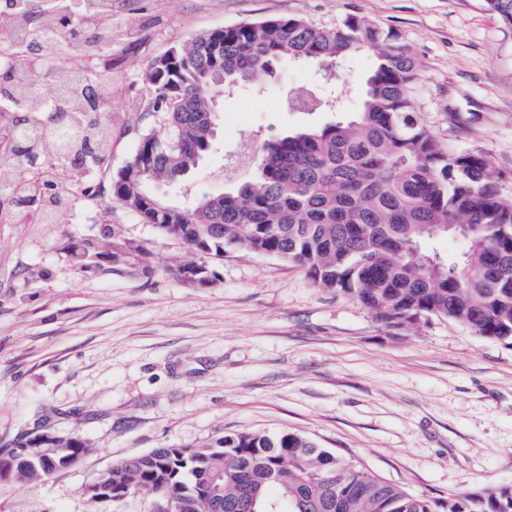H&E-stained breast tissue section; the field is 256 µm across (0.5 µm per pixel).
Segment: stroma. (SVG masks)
Segmentation results:
<instances>
[{"mask_svg":"<svg viewBox=\"0 0 512 512\" xmlns=\"http://www.w3.org/2000/svg\"><path fill=\"white\" fill-rule=\"evenodd\" d=\"M323 27L360 16L398 33L419 61L416 116L440 141L488 155L512 199V28L486 0H112V148L75 173L46 156L51 223L0 221V442L80 436L75 467L0 481V512H153L147 493L93 505L83 488L115 462L240 431L289 430L414 495L512 483V344L427 317L392 328L294 265L238 248L183 277L185 245L112 199L113 176L149 128V62L198 34L275 16ZM370 54L349 59L338 111L312 67L284 62L262 88L219 97L211 148L176 196L231 191L242 149L349 118ZM102 255L74 265L71 248Z\"/></svg>","mask_w":512,"mask_h":512,"instance_id":"stroma-1","label":"stroma"}]
</instances>
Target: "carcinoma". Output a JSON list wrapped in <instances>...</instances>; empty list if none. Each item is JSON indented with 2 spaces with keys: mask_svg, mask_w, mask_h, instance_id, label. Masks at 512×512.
Instances as JSON below:
<instances>
[{
  "mask_svg": "<svg viewBox=\"0 0 512 512\" xmlns=\"http://www.w3.org/2000/svg\"><path fill=\"white\" fill-rule=\"evenodd\" d=\"M486 2L512 26V0ZM91 3L80 24L65 10L42 19L97 58L108 52L104 33H112V0ZM57 50L56 44L43 46L33 61L59 78L65 68L56 61ZM365 51L374 63L352 119L266 144L250 158L254 173L231 193L203 194L185 207L152 204L155 184L182 185L209 150L217 123L209 94L217 80L261 87L288 58L315 66L334 82L324 99L290 92L288 102L333 110L347 90L339 65ZM33 72L20 61L12 80L0 85V96L43 127L45 106L31 86ZM417 80L411 45L364 17L324 28L300 16H278L204 32L149 63L153 126L131 165L112 179V198L180 239L192 255L222 257L245 248L287 261L388 326L435 316L461 322L485 339L512 342V203L502 201L501 173L485 154L447 146L417 121ZM108 89L104 77L71 86L54 108L64 116L55 153L105 155L112 127L89 114L104 111ZM25 156L17 150L0 157L19 186L12 221L29 203L45 212L65 203L56 195L34 196ZM443 237L463 240V250L446 257L422 251ZM95 256L88 241L72 252L77 265ZM181 273L207 281L206 268L194 261ZM12 444L34 449L0 463V479L16 482L48 479L89 450L79 436L20 435L0 448ZM98 487L149 493L155 512H262L275 500L273 488L292 512H512L511 483L429 499L290 431H242L200 447L155 448L93 476L84 494L95 504L105 501Z\"/></svg>",
  "mask_w": 512,
  "mask_h": 512,
  "instance_id": "1",
  "label": "carcinoma"
}]
</instances>
